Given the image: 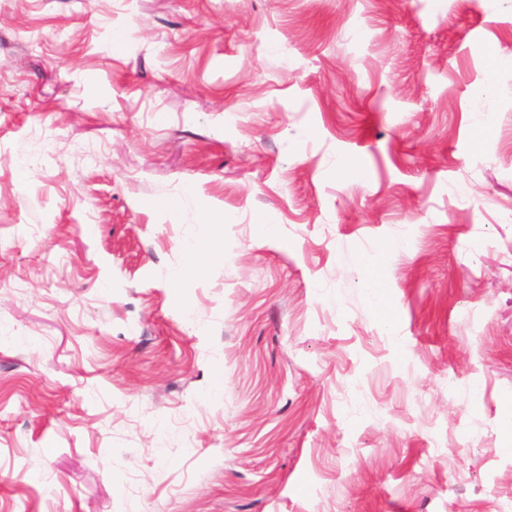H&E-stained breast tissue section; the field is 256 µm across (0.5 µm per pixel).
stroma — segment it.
Instances as JSON below:
<instances>
[{
  "mask_svg": "<svg viewBox=\"0 0 512 512\" xmlns=\"http://www.w3.org/2000/svg\"><path fill=\"white\" fill-rule=\"evenodd\" d=\"M494 52L512 0H0V512H512Z\"/></svg>",
  "mask_w": 512,
  "mask_h": 512,
  "instance_id": "1",
  "label": "stroma"
}]
</instances>
